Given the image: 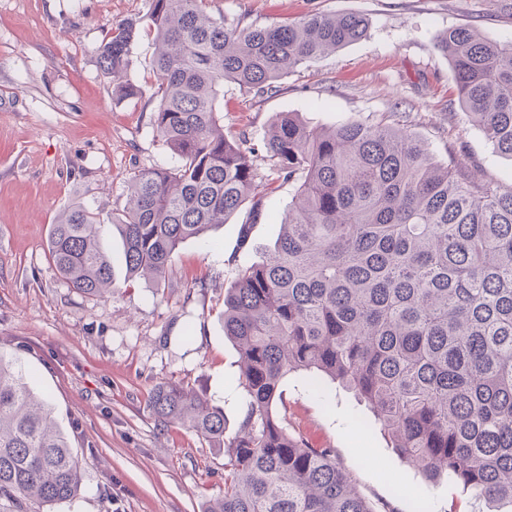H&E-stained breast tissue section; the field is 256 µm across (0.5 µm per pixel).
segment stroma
<instances>
[{"mask_svg": "<svg viewBox=\"0 0 512 512\" xmlns=\"http://www.w3.org/2000/svg\"><path fill=\"white\" fill-rule=\"evenodd\" d=\"M147 0H0V352L16 357L33 391L47 397L82 460L79 495L51 512H202L224 492V454L185 427L158 422L154 387L175 381L224 409L235 430L243 407L238 354L224 335V296L238 267L273 245L296 182L278 181L260 217L242 207L212 228L209 244L182 243L162 284L129 282L109 224L129 183L176 160L153 126L158 104ZM213 14L269 25L312 13H359L364 39L289 72L276 93L224 85L220 118L243 133L259 173L284 112L313 127L395 114L439 160L478 165L512 188V160L468 123L436 36L460 26L512 42V0H213ZM139 20L127 69L141 93L119 99L97 48L113 24ZM98 212L112 255L114 296L73 289L49 252L53 224L73 205ZM248 224V245L238 229ZM288 421L317 448L335 449L378 512H474L472 492L432 485L394 453L373 414L338 384L304 372L281 384Z\"/></svg>", "mask_w": 512, "mask_h": 512, "instance_id": "35a3bbf8", "label": "stroma"}]
</instances>
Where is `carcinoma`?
Returning a JSON list of instances; mask_svg holds the SVG:
<instances>
[{"label": "carcinoma", "instance_id": "obj_1", "mask_svg": "<svg viewBox=\"0 0 512 512\" xmlns=\"http://www.w3.org/2000/svg\"><path fill=\"white\" fill-rule=\"evenodd\" d=\"M211 0H148L158 106L153 125L177 158L135 174L112 232L127 277L160 283L181 243L204 238L245 203L259 211L276 181H297L272 247L238 268L224 296V336L239 355L242 418L163 382L149 408L224 451V493L203 512H376L334 448H315L275 406L284 377L306 371L352 392L400 459L432 484L447 476L486 512H512V189L436 160L389 119L312 128L279 115L259 175L245 139L224 132L220 95L276 91L290 71L361 40L357 14H311L265 27L208 12ZM138 22L97 49L118 98L140 94L127 69ZM460 106L512 160V43L469 27L438 36ZM100 214L68 210L50 234L52 260L88 298L114 286ZM81 460L53 408L0 353V512L74 500Z\"/></svg>", "mask_w": 512, "mask_h": 512}]
</instances>
